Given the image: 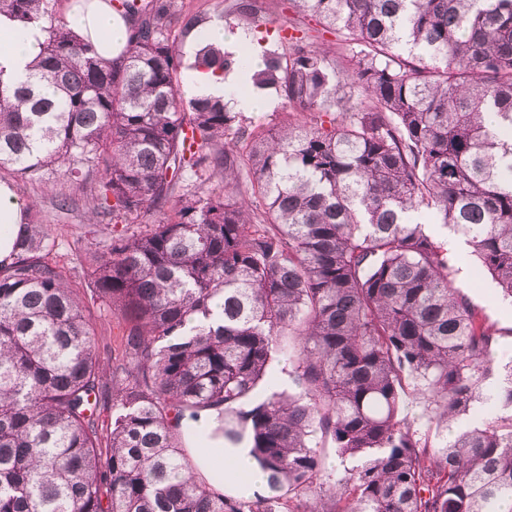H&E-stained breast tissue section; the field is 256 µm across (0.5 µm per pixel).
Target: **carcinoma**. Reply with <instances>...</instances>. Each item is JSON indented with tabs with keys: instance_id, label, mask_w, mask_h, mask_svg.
Returning a JSON list of instances; mask_svg holds the SVG:
<instances>
[{
	"instance_id": "carcinoma-1",
	"label": "carcinoma",
	"mask_w": 512,
	"mask_h": 512,
	"mask_svg": "<svg viewBox=\"0 0 512 512\" xmlns=\"http://www.w3.org/2000/svg\"><path fill=\"white\" fill-rule=\"evenodd\" d=\"M56 2L0 0L21 29L50 21L35 82L0 70V176L95 180V225L168 214L86 244V290L124 324L117 383L28 204L0 261V512H512V361L425 231L462 234L512 299V0H291L336 43L282 26L255 70L202 47L195 68L282 97L274 132L181 96L207 17L115 0L128 39L106 61ZM218 18L257 26L253 0ZM410 383L439 426L499 415L433 446L400 417ZM203 413L262 491L196 475L175 421ZM316 436L358 464L322 475Z\"/></svg>"
}]
</instances>
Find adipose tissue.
<instances>
[{"instance_id": "adipose-tissue-1", "label": "adipose tissue", "mask_w": 512, "mask_h": 512, "mask_svg": "<svg viewBox=\"0 0 512 512\" xmlns=\"http://www.w3.org/2000/svg\"><path fill=\"white\" fill-rule=\"evenodd\" d=\"M67 20L89 36L104 56L115 55L127 41L126 26L113 10L111 0H85L84 4L72 7ZM44 40L42 22H30L21 39L14 41L8 49L0 50V69L16 82H27ZM243 85L248 86V93L230 96V89ZM182 88L184 94L191 98L227 99L230 108L243 112L271 111L277 106L274 98L252 87L248 73L238 70L221 75L188 69L184 72ZM213 425L212 416L205 414L195 420L186 417L180 422V429L188 442V452L198 471L209 475L213 460L223 458L226 488L239 496H252L263 485L262 474L254 468L246 450L227 451L219 441L212 439Z\"/></svg>"}]
</instances>
